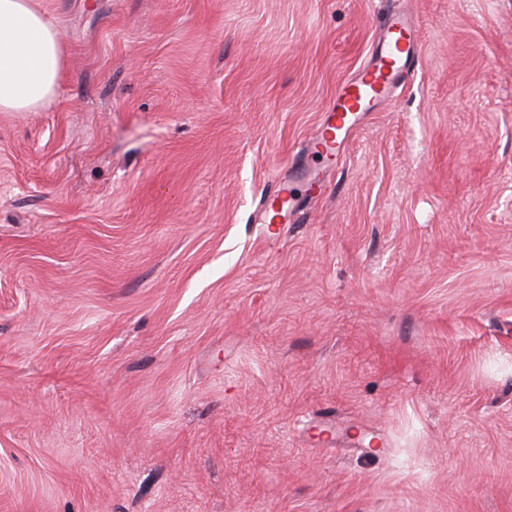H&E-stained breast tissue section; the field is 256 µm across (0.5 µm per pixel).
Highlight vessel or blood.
Listing matches in <instances>:
<instances>
[{
  "instance_id": "b4317fda",
  "label": "vessel or blood",
  "mask_w": 512,
  "mask_h": 512,
  "mask_svg": "<svg viewBox=\"0 0 512 512\" xmlns=\"http://www.w3.org/2000/svg\"><path fill=\"white\" fill-rule=\"evenodd\" d=\"M418 27L409 12L390 13L380 24L366 61L351 78L342 81L323 113L315 136L294 160L288 176L272 182L261 205V223L282 224L303 204L304 192L320 187L322 177L309 158L324 166L340 163L346 156L348 138L376 106L391 101L404 86L421 59Z\"/></svg>"
}]
</instances>
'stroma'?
<instances>
[{
	"label": "stroma",
	"mask_w": 512,
	"mask_h": 512,
	"mask_svg": "<svg viewBox=\"0 0 512 512\" xmlns=\"http://www.w3.org/2000/svg\"><path fill=\"white\" fill-rule=\"evenodd\" d=\"M0 112V512H512V0H39ZM422 63L253 223L386 14ZM66 68L57 23L35 0H0V112H37L56 97Z\"/></svg>",
	"instance_id": "35a3bbf8"
}]
</instances>
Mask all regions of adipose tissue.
<instances>
[{
  "label": "adipose tissue",
  "mask_w": 512,
  "mask_h": 512,
  "mask_svg": "<svg viewBox=\"0 0 512 512\" xmlns=\"http://www.w3.org/2000/svg\"><path fill=\"white\" fill-rule=\"evenodd\" d=\"M65 68L59 27L37 0H0V112L47 107Z\"/></svg>",
  "instance_id": "obj_1"
}]
</instances>
